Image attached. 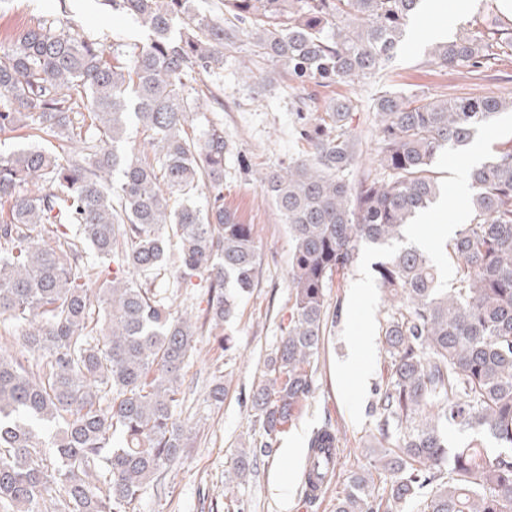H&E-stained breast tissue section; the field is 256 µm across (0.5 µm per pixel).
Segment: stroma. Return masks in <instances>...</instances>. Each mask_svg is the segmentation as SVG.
Masks as SVG:
<instances>
[{
	"instance_id": "35a3bbf8",
	"label": "stroma",
	"mask_w": 512,
	"mask_h": 512,
	"mask_svg": "<svg viewBox=\"0 0 512 512\" xmlns=\"http://www.w3.org/2000/svg\"><path fill=\"white\" fill-rule=\"evenodd\" d=\"M482 0H440L438 9L424 11L409 27L395 61L382 81H361L320 89L323 98L353 95L359 100V118L352 133L360 141L361 168H376L378 144L374 131L373 95L378 85L398 88L408 94L435 99L475 95H512V64L497 65L473 77L429 62L432 32L447 27L456 34L476 17ZM54 8L73 30L91 34L105 44L140 35L138 24L128 15L112 11L104 0H79L69 8L67 0H0V41L11 37L30 19ZM249 54L245 48L227 52L224 73L215 89L216 100L204 102L208 121L222 125L230 151L224 158V204L236 210L241 221L254 225L260 266L258 284L239 305L235 318L223 330L198 336L183 374L185 399L182 418L196 432L181 459L166 473L161 484L144 489L136 512H334L336 498L353 473L367 469L377 454L372 434L375 407L384 387V346L376 348V367L368 383L363 405L364 421L354 424L335 383L333 364L348 356L341 337L346 305L357 269L327 290V302L336 314L334 327L325 336L319 358L316 390L297 418L288 426L272 453L258 454L255 476L228 489L225 476L242 442L259 437L251 409L253 390L265 378V363L279 344L281 325L290 309L288 229L282 224L264 192L259 176L279 167L294 154L295 131L291 102L294 90L264 82L270 63L253 68L244 76ZM247 157L251 170L238 165ZM232 335L229 348H222V332ZM224 381L223 402H213L209 388L215 377ZM331 423L338 432L336 475L325 494L310 501L303 494V465L314 430Z\"/></svg>"
}]
</instances>
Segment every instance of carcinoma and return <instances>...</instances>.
I'll return each instance as SVG.
<instances>
[{
  "label": "carcinoma",
  "mask_w": 512,
  "mask_h": 512,
  "mask_svg": "<svg viewBox=\"0 0 512 512\" xmlns=\"http://www.w3.org/2000/svg\"><path fill=\"white\" fill-rule=\"evenodd\" d=\"M109 2L145 42L109 48L53 14L0 42V139L28 140L0 153V320L25 323L22 347L45 359L35 368L0 351V512H135L188 447L178 407L196 336L229 322L258 279L254 225L224 206V128L196 127L202 102L216 98L208 81L221 79L224 50L245 36L249 62L282 63L269 84L361 81L392 63L425 0H224L218 14L194 0ZM430 58L468 74L512 63V18L491 11ZM507 110L512 97L381 88V172L354 183L357 101L295 99L303 148L260 176L288 227L293 300L252 394L261 451H273L314 393L333 279L362 244L403 238L440 195L442 150L468 146L476 124ZM132 125L151 150L124 147ZM469 183L473 214L451 240L454 287L437 292L438 271L417 247L378 266L398 306L381 330L388 361L373 468L392 479L375 491L372 472L351 475L336 512H402L409 502L418 512H512V140ZM87 246L112 266L85 264ZM194 277L211 291L201 322L160 291ZM52 425L48 453L39 435ZM452 428L475 438L455 444ZM337 448L332 426L313 433L305 491L330 482ZM253 457L240 449L225 484L252 475Z\"/></svg>",
  "instance_id": "1"
}]
</instances>
